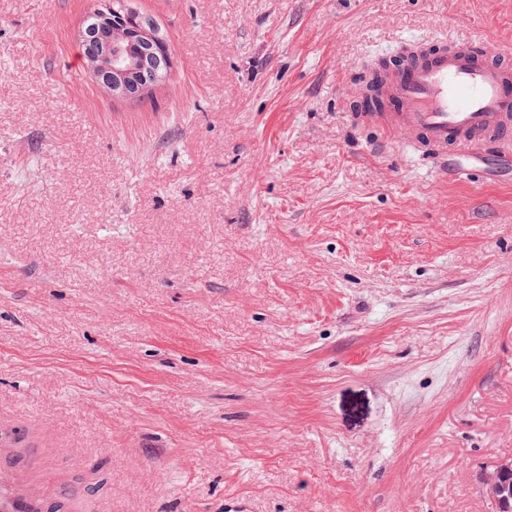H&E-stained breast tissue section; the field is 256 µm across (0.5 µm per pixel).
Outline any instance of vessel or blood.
Returning a JSON list of instances; mask_svg holds the SVG:
<instances>
[{
  "mask_svg": "<svg viewBox=\"0 0 512 512\" xmlns=\"http://www.w3.org/2000/svg\"><path fill=\"white\" fill-rule=\"evenodd\" d=\"M378 122L389 146L412 147L439 172L464 157L512 161V49L478 37L406 43L380 72ZM81 490L48 474L30 440L0 436V512H76Z\"/></svg>",
  "mask_w": 512,
  "mask_h": 512,
  "instance_id": "1",
  "label": "vessel or blood"
}]
</instances>
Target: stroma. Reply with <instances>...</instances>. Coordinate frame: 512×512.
<instances>
[{
	"label": "stroma",
	"mask_w": 512,
	"mask_h": 512,
	"mask_svg": "<svg viewBox=\"0 0 512 512\" xmlns=\"http://www.w3.org/2000/svg\"><path fill=\"white\" fill-rule=\"evenodd\" d=\"M169 80L102 94L101 0H0V424L86 512H492L512 461V164L356 127L408 38L512 0H135Z\"/></svg>",
	"instance_id": "35a3bbf8"
}]
</instances>
